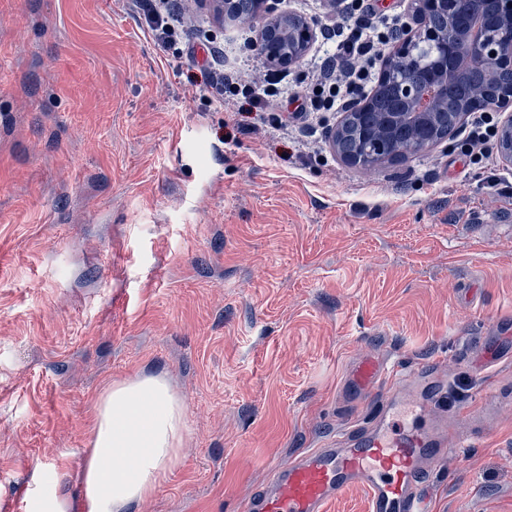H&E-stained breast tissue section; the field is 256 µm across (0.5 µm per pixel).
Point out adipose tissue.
Here are the masks:
<instances>
[{"label": "adipose tissue", "instance_id": "ef3b65f1", "mask_svg": "<svg viewBox=\"0 0 512 512\" xmlns=\"http://www.w3.org/2000/svg\"><path fill=\"white\" fill-rule=\"evenodd\" d=\"M185 404L161 376L112 385L97 401L84 466L85 512H128L176 464Z\"/></svg>", "mask_w": 512, "mask_h": 512}]
</instances>
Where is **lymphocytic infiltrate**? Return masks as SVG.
<instances>
[{
  "label": "lymphocytic infiltrate",
  "instance_id": "f902f5d3",
  "mask_svg": "<svg viewBox=\"0 0 512 512\" xmlns=\"http://www.w3.org/2000/svg\"><path fill=\"white\" fill-rule=\"evenodd\" d=\"M404 32L399 14L376 12L374 0H344L341 12L325 21L321 29L323 40L334 44L335 51L320 61L309 87L297 88L294 100L309 101L313 112L344 106L348 98L358 95L365 84L374 79L381 65L382 46L398 40ZM241 93L250 95L252 105L260 111L276 109L272 88H256L234 72L216 70L195 90L199 98L220 104ZM497 128L495 113H470L462 149L472 163L494 164L496 157L491 144Z\"/></svg>",
  "mask_w": 512,
  "mask_h": 512
}]
</instances>
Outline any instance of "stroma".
Listing matches in <instances>:
<instances>
[{
  "label": "stroma",
  "mask_w": 512,
  "mask_h": 512,
  "mask_svg": "<svg viewBox=\"0 0 512 512\" xmlns=\"http://www.w3.org/2000/svg\"><path fill=\"white\" fill-rule=\"evenodd\" d=\"M181 58L137 0H0V502L82 512L93 409L166 375L173 469L131 512H241L278 464L373 405L360 357L440 359L449 415L489 412L434 464L433 512H512V164L448 139L363 174L326 128L194 95V48L262 79L259 31L179 0Z\"/></svg>",
  "instance_id": "35a3bbf8"
}]
</instances>
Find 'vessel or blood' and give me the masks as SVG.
<instances>
[{
    "instance_id": "obj_1",
    "label": "vessel or blood",
    "mask_w": 512,
    "mask_h": 512,
    "mask_svg": "<svg viewBox=\"0 0 512 512\" xmlns=\"http://www.w3.org/2000/svg\"><path fill=\"white\" fill-rule=\"evenodd\" d=\"M347 391L378 397L371 423L275 467L243 512H327L354 488L365 490L369 512H430L428 462L447 461L449 449L461 453L473 445L462 425L433 412L443 385L432 366L365 357L353 366Z\"/></svg>"
}]
</instances>
